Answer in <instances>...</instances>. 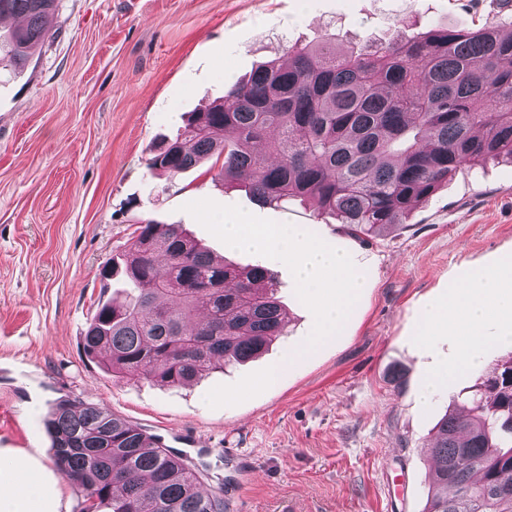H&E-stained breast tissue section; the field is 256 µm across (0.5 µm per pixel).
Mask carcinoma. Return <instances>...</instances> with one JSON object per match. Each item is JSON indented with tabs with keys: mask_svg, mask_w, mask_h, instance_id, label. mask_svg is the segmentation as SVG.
<instances>
[{
	"mask_svg": "<svg viewBox=\"0 0 512 512\" xmlns=\"http://www.w3.org/2000/svg\"><path fill=\"white\" fill-rule=\"evenodd\" d=\"M462 30L341 50L324 39L260 65L224 101L190 114L146 168L176 175L215 153L226 186L260 204L308 201L356 237L380 235L463 163H512V0ZM59 0H0V56L24 65L48 35ZM102 271L135 293L98 302L85 356L114 376L184 386L217 362L263 354L284 335L276 282L263 266L214 257L178 224L149 221ZM61 473L83 494L80 512H224L218 492L178 454L109 410L57 399L44 421ZM424 512H512V358L445 413L430 448Z\"/></svg>",
	"mask_w": 512,
	"mask_h": 512,
	"instance_id": "1",
	"label": "carcinoma"
}]
</instances>
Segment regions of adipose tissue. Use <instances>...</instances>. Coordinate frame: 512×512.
Returning <instances> with one entry per match:
<instances>
[{
    "instance_id": "1",
    "label": "adipose tissue",
    "mask_w": 512,
    "mask_h": 512,
    "mask_svg": "<svg viewBox=\"0 0 512 512\" xmlns=\"http://www.w3.org/2000/svg\"><path fill=\"white\" fill-rule=\"evenodd\" d=\"M224 240L232 247L247 248L259 254H277L292 266L298 283L307 288L316 309V336L325 338L344 321L355 300L360 282L352 261L346 255L327 248L294 226L228 223ZM335 289L334 298H326V289ZM497 324L501 342L512 348V277L501 267L467 269L464 284L456 288L448 302L432 307L426 314L423 335L447 329L449 335L464 337L462 356L475 363L490 324ZM17 485L21 494L0 501V512H56L55 501L29 477L17 459L0 462V487Z\"/></svg>"
}]
</instances>
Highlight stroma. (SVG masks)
<instances>
[{
  "label": "stroma",
  "mask_w": 512,
  "mask_h": 512,
  "mask_svg": "<svg viewBox=\"0 0 512 512\" xmlns=\"http://www.w3.org/2000/svg\"><path fill=\"white\" fill-rule=\"evenodd\" d=\"M491 0H60L22 71L0 62V453L28 459L57 512L82 494L58 470L44 420L54 399L91 401L193 459L224 512H423L429 448L447 410L508 353L488 336L478 367L458 343L422 335L465 268L512 269V163L464 165L402 224L358 239L311 205H261L206 167L150 176L147 149L187 112L292 45L468 26ZM296 224L344 251L363 286L342 325L307 347L315 304L292 268L224 246L225 222ZM179 224L227 261L259 264L289 323L259 358L162 388L112 377L80 336L100 271L146 221ZM286 367L266 382L269 367Z\"/></svg>",
  "instance_id": "stroma-1"
}]
</instances>
